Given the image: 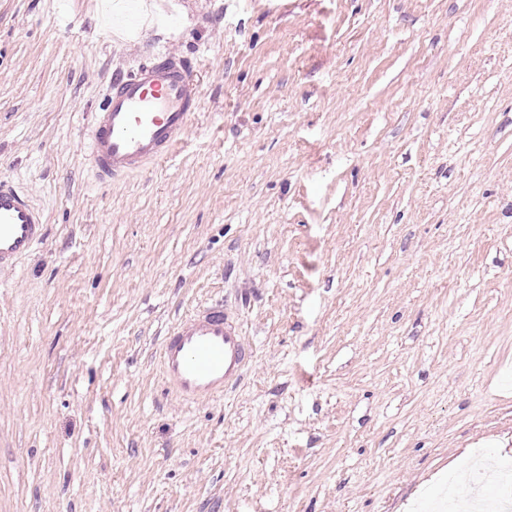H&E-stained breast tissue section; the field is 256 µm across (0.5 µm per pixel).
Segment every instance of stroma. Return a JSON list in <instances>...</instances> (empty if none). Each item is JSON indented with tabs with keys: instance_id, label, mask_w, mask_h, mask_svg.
Listing matches in <instances>:
<instances>
[{
	"instance_id": "stroma-1",
	"label": "stroma",
	"mask_w": 512,
	"mask_h": 512,
	"mask_svg": "<svg viewBox=\"0 0 512 512\" xmlns=\"http://www.w3.org/2000/svg\"><path fill=\"white\" fill-rule=\"evenodd\" d=\"M200 90L100 180L114 76ZM46 236L0 273V512H438L512 460V0H0V180ZM224 303L223 397L159 350ZM252 356L240 324L216 303L177 319L163 339L159 362L169 390L197 402L223 396Z\"/></svg>"
}]
</instances>
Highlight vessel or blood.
Listing matches in <instances>:
<instances>
[{
	"label": "vessel or blood",
	"instance_id": "obj_1",
	"mask_svg": "<svg viewBox=\"0 0 512 512\" xmlns=\"http://www.w3.org/2000/svg\"><path fill=\"white\" fill-rule=\"evenodd\" d=\"M188 71L184 58L163 52L133 74L114 78L88 143L100 178L117 180L170 155L199 101ZM44 235L43 217L29 198L1 181L0 270L12 269ZM252 356L240 324L216 303L177 319L163 339L159 362L169 390L197 402L223 396Z\"/></svg>",
	"mask_w": 512,
	"mask_h": 512
}]
</instances>
